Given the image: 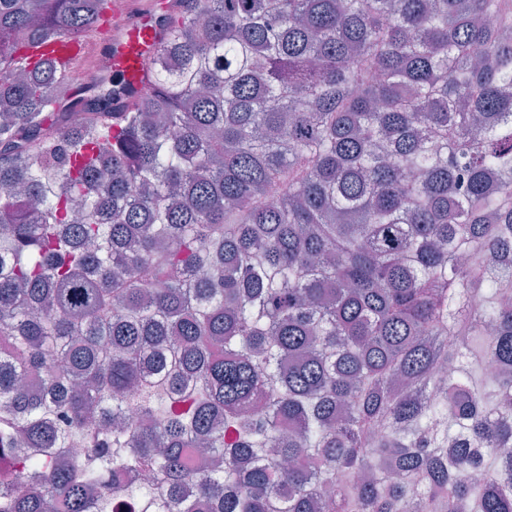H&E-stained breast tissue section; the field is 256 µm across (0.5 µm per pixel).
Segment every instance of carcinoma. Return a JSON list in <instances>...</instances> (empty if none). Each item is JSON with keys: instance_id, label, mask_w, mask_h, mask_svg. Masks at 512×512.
<instances>
[{"instance_id": "1", "label": "carcinoma", "mask_w": 512, "mask_h": 512, "mask_svg": "<svg viewBox=\"0 0 512 512\" xmlns=\"http://www.w3.org/2000/svg\"><path fill=\"white\" fill-rule=\"evenodd\" d=\"M178 2L0 0V512H512V0ZM125 1L128 8L123 15L117 14L112 5L110 42H103L97 34H91L70 41V49L65 55L38 47L29 49V56L62 64L71 93L83 69L90 64H103L119 80L114 95L125 105L136 101L139 95H151L152 87L147 85L149 65L165 39V19L176 10L177 3L176 0H123L117 2L119 13L125 11Z\"/></svg>"}]
</instances>
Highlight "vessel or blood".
I'll return each mask as SVG.
<instances>
[{
	"label": "vessel or blood",
	"instance_id": "1",
	"mask_svg": "<svg viewBox=\"0 0 512 512\" xmlns=\"http://www.w3.org/2000/svg\"><path fill=\"white\" fill-rule=\"evenodd\" d=\"M127 3L125 14L110 16V41L91 34L71 42L66 54L38 47L29 49V56L62 64L72 86L88 65H105L118 80L114 93L121 102L136 101L140 90L149 82L150 62L165 39V19L176 10L177 4L175 0H127Z\"/></svg>",
	"mask_w": 512,
	"mask_h": 512
}]
</instances>
